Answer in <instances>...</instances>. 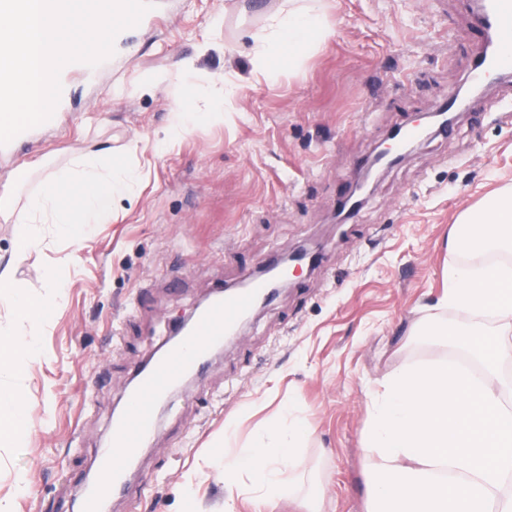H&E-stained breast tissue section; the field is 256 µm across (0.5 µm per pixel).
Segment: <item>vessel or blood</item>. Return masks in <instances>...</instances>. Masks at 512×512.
<instances>
[{"label": "vessel or blood", "mask_w": 512, "mask_h": 512, "mask_svg": "<svg viewBox=\"0 0 512 512\" xmlns=\"http://www.w3.org/2000/svg\"><path fill=\"white\" fill-rule=\"evenodd\" d=\"M476 24L481 30L491 31L499 46L496 55L483 60L482 71L511 76L512 0H485L484 14L477 17ZM264 289V282L256 279L250 287L221 293L200 311L195 326L180 344L140 371L125 412L113 422L111 444L96 453V471L104 488L124 486L128 464L153 434L158 403L187 375L204 366L212 348L223 344L231 328L251 310Z\"/></svg>", "instance_id": "obj_1"}]
</instances>
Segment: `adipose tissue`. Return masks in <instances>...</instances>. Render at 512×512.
Listing matches in <instances>:
<instances>
[{
	"label": "adipose tissue",
	"instance_id": "obj_1",
	"mask_svg": "<svg viewBox=\"0 0 512 512\" xmlns=\"http://www.w3.org/2000/svg\"><path fill=\"white\" fill-rule=\"evenodd\" d=\"M323 18L322 0H282L274 37L262 41L255 54L256 71L270 77L284 67L299 65L327 37ZM456 240L459 247L473 253L490 246L512 252V189L495 191L477 211L462 214ZM283 415V435L225 453L224 482L230 493H253L257 504L268 507L287 486L286 474L297 468L300 445L311 436L312 428L291 409H284Z\"/></svg>",
	"mask_w": 512,
	"mask_h": 512
}]
</instances>
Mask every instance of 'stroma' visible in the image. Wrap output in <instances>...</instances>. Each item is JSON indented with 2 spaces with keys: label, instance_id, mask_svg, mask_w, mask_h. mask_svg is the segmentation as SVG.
<instances>
[{
  "label": "stroma",
  "instance_id": "stroma-1",
  "mask_svg": "<svg viewBox=\"0 0 512 512\" xmlns=\"http://www.w3.org/2000/svg\"><path fill=\"white\" fill-rule=\"evenodd\" d=\"M281 0H157L95 71L61 78L55 116L0 146V185L25 205L74 157L131 142L141 177L82 249L54 225L14 261L20 225L0 220V268L27 291L63 269L42 350L22 371L29 436L0 447V500L11 512H79L98 448L140 366L204 295L306 249L312 269L257 309L186 390L159 404L153 437L112 498V512H253L228 500L215 460L273 431L293 406L314 433L275 512H367L378 461L366 449L382 378L445 362L428 322L464 327L439 308L443 269L466 263L450 234L462 213L512 187V97L466 112L386 170L347 220L336 209L372 150L468 80L479 36L466 0H323L329 36L296 67L253 69L255 37ZM195 60L190 133L167 138L179 63ZM234 85L224 118L203 110ZM31 477L27 491L17 473Z\"/></svg>",
  "mask_w": 512,
  "mask_h": 512
}]
</instances>
